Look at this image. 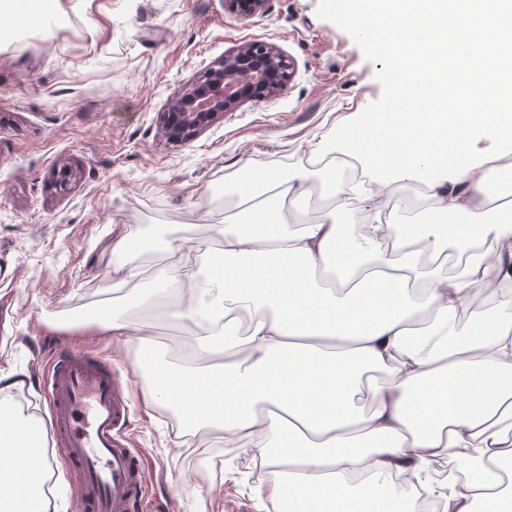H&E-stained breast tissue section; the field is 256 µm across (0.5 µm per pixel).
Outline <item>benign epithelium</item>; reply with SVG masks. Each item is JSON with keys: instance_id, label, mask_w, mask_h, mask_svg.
Here are the masks:
<instances>
[{"instance_id": "7a95c632", "label": "benign epithelium", "mask_w": 512, "mask_h": 512, "mask_svg": "<svg viewBox=\"0 0 512 512\" xmlns=\"http://www.w3.org/2000/svg\"><path fill=\"white\" fill-rule=\"evenodd\" d=\"M268 2L224 0V7L240 19H248L266 12ZM291 76V63L277 46L264 41L242 44L204 68L168 102L161 114L160 132L171 144L187 143L243 103L280 94Z\"/></svg>"}]
</instances>
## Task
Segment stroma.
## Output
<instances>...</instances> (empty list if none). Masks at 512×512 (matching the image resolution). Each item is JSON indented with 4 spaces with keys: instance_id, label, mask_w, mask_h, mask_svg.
<instances>
[{
    "instance_id": "1",
    "label": "stroma",
    "mask_w": 512,
    "mask_h": 512,
    "mask_svg": "<svg viewBox=\"0 0 512 512\" xmlns=\"http://www.w3.org/2000/svg\"><path fill=\"white\" fill-rule=\"evenodd\" d=\"M318 0H271L241 20L224 0H52L41 25L0 18V372L21 379L33 417H49L36 379L53 342L93 349L127 386L134 448L160 512H278L258 491L252 457L226 456L215 434H188L161 404L146 405L137 357L93 323L99 307L125 315L154 286L151 267L174 242L203 252L234 196L219 198L247 160L286 173L343 166L319 156L329 135L383 92L382 65L316 15ZM261 40L289 58L286 91L249 101L175 147L159 114L225 51ZM68 166V189L52 183ZM153 238L141 254L113 251L115 234ZM160 360L197 348L196 329L139 318Z\"/></svg>"
}]
</instances>
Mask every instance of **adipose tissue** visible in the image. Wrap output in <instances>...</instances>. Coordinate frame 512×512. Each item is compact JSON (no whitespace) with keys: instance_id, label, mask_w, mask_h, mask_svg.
<instances>
[{"instance_id":"obj_1","label":"adipose tissue","mask_w":512,"mask_h":512,"mask_svg":"<svg viewBox=\"0 0 512 512\" xmlns=\"http://www.w3.org/2000/svg\"><path fill=\"white\" fill-rule=\"evenodd\" d=\"M483 168L442 181L422 202L461 216L447 225L347 224V193L335 170L321 171L333 204L322 219L299 221L308 173L244 165L234 185L238 212L225 215L220 248L196 263L169 246L158 272L175 289L167 319L200 331L199 364L157 362L152 337L133 317L101 309L96 324L131 337L148 372L145 398L175 409L184 427H209L275 471L270 497L288 512H416L387 487L390 471L419 473L430 460L473 451L480 478L465 490L441 486V512H512V296L468 334L457 312L487 288L512 279V202L488 206ZM397 227L383 247V226ZM456 249L461 272L424 270V257ZM246 317L247 334L229 314ZM224 363L212 365L211 357ZM384 373L364 384L367 372ZM0 375V512H65L52 506L47 431L32 433Z\"/></svg>"}]
</instances>
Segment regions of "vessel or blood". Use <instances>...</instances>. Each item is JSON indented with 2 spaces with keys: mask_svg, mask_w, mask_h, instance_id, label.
<instances>
[{
  "mask_svg": "<svg viewBox=\"0 0 512 512\" xmlns=\"http://www.w3.org/2000/svg\"><path fill=\"white\" fill-rule=\"evenodd\" d=\"M53 355L46 374L49 434L73 466L82 512H136L143 463L129 446L131 410L119 376L85 352L58 346Z\"/></svg>",
  "mask_w": 512,
  "mask_h": 512,
  "instance_id": "obj_1",
  "label": "vessel or blood"
}]
</instances>
